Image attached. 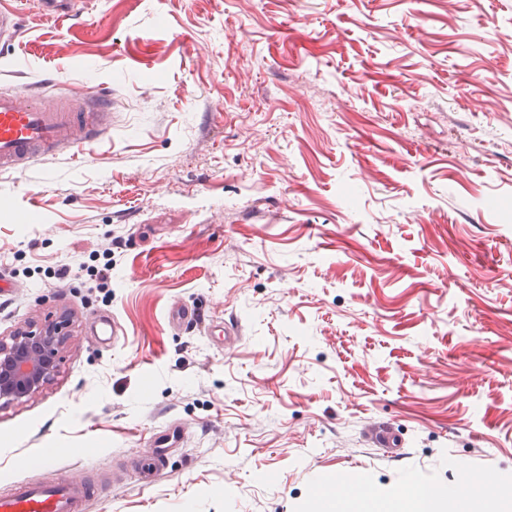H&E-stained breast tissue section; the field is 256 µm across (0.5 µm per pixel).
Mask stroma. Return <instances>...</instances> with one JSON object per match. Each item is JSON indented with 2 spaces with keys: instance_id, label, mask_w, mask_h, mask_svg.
<instances>
[{
  "instance_id": "stroma-1",
  "label": "stroma",
  "mask_w": 512,
  "mask_h": 512,
  "mask_svg": "<svg viewBox=\"0 0 512 512\" xmlns=\"http://www.w3.org/2000/svg\"><path fill=\"white\" fill-rule=\"evenodd\" d=\"M16 2L0 92H103L112 120L0 172V336L69 320L51 381L0 402V493L95 475L88 512H384L470 477L466 512H512V0ZM176 302L242 338L169 331ZM172 421L154 483L123 475ZM344 471L372 503L324 499Z\"/></svg>"
}]
</instances>
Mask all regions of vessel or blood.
Wrapping results in <instances>:
<instances>
[{
    "label": "vessel or blood",
    "mask_w": 512,
    "mask_h": 512,
    "mask_svg": "<svg viewBox=\"0 0 512 512\" xmlns=\"http://www.w3.org/2000/svg\"><path fill=\"white\" fill-rule=\"evenodd\" d=\"M108 107L102 99H92L85 108L61 110L52 107L36 90L0 93V171H24L32 161L69 151L98 140L105 124L101 117ZM171 329L199 328L210 337L235 344L241 334L233 319L204 318L199 309L173 304L167 316ZM184 440V429L169 424L153 433V453L131 460L130 468L142 485H149L163 470L171 449ZM91 499L86 486L48 483L32 476L10 493L0 494V512H85Z\"/></svg>",
    "instance_id": "vessel-or-blood-1"
}]
</instances>
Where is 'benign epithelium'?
I'll list each match as a JSON object with an SVG mask.
<instances>
[{"instance_id": "1", "label": "benign epithelium", "mask_w": 512, "mask_h": 512, "mask_svg": "<svg viewBox=\"0 0 512 512\" xmlns=\"http://www.w3.org/2000/svg\"><path fill=\"white\" fill-rule=\"evenodd\" d=\"M66 321L16 330L0 338V400L28 396L55 375L65 346Z\"/></svg>"}]
</instances>
